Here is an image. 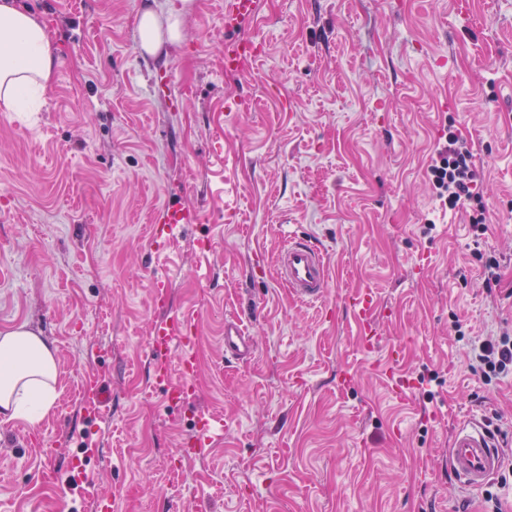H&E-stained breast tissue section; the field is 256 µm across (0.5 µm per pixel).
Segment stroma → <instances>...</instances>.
I'll use <instances>...</instances> for the list:
<instances>
[{
  "label": "stroma",
  "mask_w": 512,
  "mask_h": 512,
  "mask_svg": "<svg viewBox=\"0 0 512 512\" xmlns=\"http://www.w3.org/2000/svg\"><path fill=\"white\" fill-rule=\"evenodd\" d=\"M142 3L14 0L59 66L33 111H0V333L53 346L58 397L37 424L0 414V512H486L489 491L512 512V369L468 368L471 341L512 336V0H261L238 34L224 0H193L154 56ZM238 35L260 52L229 73ZM448 115L485 174L453 210L428 180ZM167 206L200 219L168 235ZM291 235L325 252L323 305L276 277ZM159 267L196 316L177 406L147 349ZM363 288L369 351L348 305ZM230 316L250 360L224 356ZM89 379L111 395L100 421ZM203 412L224 430L185 458ZM464 420L502 457L478 489L448 460Z\"/></svg>",
  "instance_id": "stroma-1"
}]
</instances>
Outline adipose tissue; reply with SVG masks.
<instances>
[{"label": "adipose tissue", "instance_id": "obj_1", "mask_svg": "<svg viewBox=\"0 0 512 512\" xmlns=\"http://www.w3.org/2000/svg\"><path fill=\"white\" fill-rule=\"evenodd\" d=\"M181 9H159L152 0L139 16L140 45L156 54L164 43L179 41ZM57 64V52L41 22L0 0V106L24 111L34 87H45ZM56 360L51 346L33 331L17 328L0 334V412L36 422L56 399Z\"/></svg>", "mask_w": 512, "mask_h": 512}]
</instances>
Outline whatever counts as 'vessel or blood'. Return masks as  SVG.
Segmentation results:
<instances>
[{
  "instance_id": "obj_1",
  "label": "vessel or blood",
  "mask_w": 512,
  "mask_h": 512,
  "mask_svg": "<svg viewBox=\"0 0 512 512\" xmlns=\"http://www.w3.org/2000/svg\"><path fill=\"white\" fill-rule=\"evenodd\" d=\"M259 0H224V26L240 27L259 12ZM277 274L290 292L303 302L325 300L330 283L324 251L305 238H292L278 256ZM351 306L364 335L365 347H373V317L376 298L372 291H361L351 298ZM195 317L172 311L164 314L151 328L148 351L154 361V375L166 386V400L171 404L188 402L195 395L193 380L198 365L192 350ZM255 345L236 318L224 321V353L236 360L252 358ZM177 354L176 368H169L170 354ZM451 465L454 473L468 487H481L501 465V457L491 437L472 426L458 428L452 439Z\"/></svg>"
}]
</instances>
